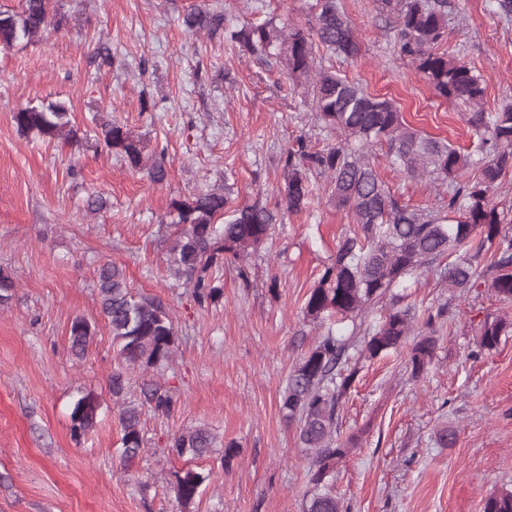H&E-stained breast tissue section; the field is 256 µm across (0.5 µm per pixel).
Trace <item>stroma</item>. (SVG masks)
<instances>
[{
	"mask_svg": "<svg viewBox=\"0 0 512 512\" xmlns=\"http://www.w3.org/2000/svg\"><path fill=\"white\" fill-rule=\"evenodd\" d=\"M314 0H60L59 30L35 43L0 48V273L16 283L0 305V512H304L313 491L310 461L279 395L319 333L306 319V295L351 219L316 179L309 209L279 214L272 237L245 267L212 270L214 300L165 264L174 231L172 200L226 188L233 204L275 208L284 154L296 137L314 148L328 137L312 93L289 81L283 63L243 54L223 35L183 26L198 5L234 23L266 20L309 28ZM361 45L343 59L316 50L368 93L393 100L422 134L469 145L465 106L434 92L403 57L376 0H340ZM449 53L485 80V111L512 102V21L489 0H448ZM66 102L76 139L39 142L13 114ZM118 122L162 161L165 181L129 167L99 147L98 125ZM372 161L395 198L420 210L447 205L430 181ZM102 199L96 212L89 198ZM111 261L134 293L159 299L173 315L176 353L154 371H129L113 398L116 367L110 328L100 313L95 272ZM419 317L448 306L432 363L411 380L398 352L359 371L340 410L339 439L358 444L334 475L342 512H483L485 499L512 486V335L476 351L487 319L512 315L486 288L451 295L432 273L407 283ZM82 317L96 334L82 357L69 350ZM172 395L171 415L155 413L144 389ZM100 401L101 421L85 439L71 434L73 401ZM141 409L144 452L134 471L119 464L120 403ZM203 426L213 434L199 459L168 454L173 435ZM458 432L453 447L437 429ZM238 454L224 464V448ZM208 474L191 506L177 500V474Z\"/></svg>",
	"mask_w": 512,
	"mask_h": 512,
	"instance_id": "35a3bbf8",
	"label": "stroma"
}]
</instances>
